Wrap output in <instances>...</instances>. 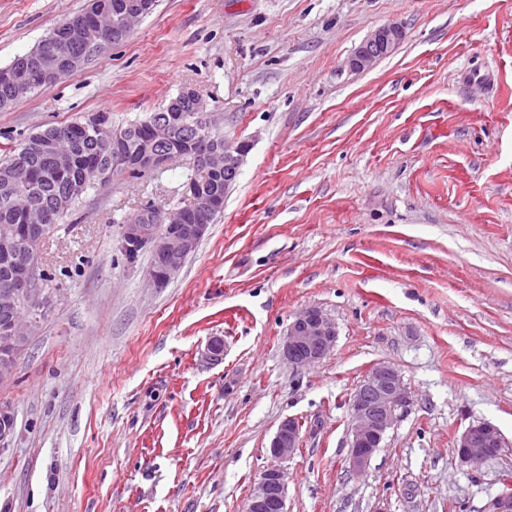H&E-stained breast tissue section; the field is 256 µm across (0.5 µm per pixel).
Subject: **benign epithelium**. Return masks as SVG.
<instances>
[{"label":"benign epithelium","mask_w":512,"mask_h":512,"mask_svg":"<svg viewBox=\"0 0 512 512\" xmlns=\"http://www.w3.org/2000/svg\"><path fill=\"white\" fill-rule=\"evenodd\" d=\"M155 0H134L112 11V37L132 28L151 13ZM65 38L79 46L81 53L70 54L58 48L39 50L34 53L28 67L42 85H55L62 74L82 66L86 56L103 48L105 30L94 21L68 18L57 26ZM402 30L394 24L377 28L353 52L349 66L363 70L374 61L390 54L399 44ZM0 86L19 90L23 87L22 72L14 66L0 68ZM190 105L196 112L203 111L199 93L192 87H184L171 100L167 112L156 117L148 125L150 140L161 142L167 132L180 127L185 118L181 112ZM83 132L101 143L109 152L112 165L128 167L131 161L148 170H154L168 160L171 153L145 144L136 154L129 149V135L109 126L95 116L79 123ZM28 149L51 153L54 159V175L69 191L75 189L71 180L73 162L70 152L59 147L56 140H37ZM184 149L194 154L205 179H192L184 186L188 203L181 209H166L155 224H127L124 227V246L133 249L143 241L149 242L156 262L146 271L148 280L155 286L167 283L182 268L209 227V217L224 209V192L208 187L206 176L224 174V187H229L239 173L242 157L249 144L222 147L210 144L199 132L190 135ZM48 227L40 223L33 212L25 213L24 224L14 236L0 238V262L4 273L0 277V379L14 373L17 356L26 346L29 331L13 318L17 303L27 298L39 306L43 288L39 267L29 263L27 255L37 249ZM335 323L318 307L311 306L298 313L289 324L283 340L282 351L289 363L307 367L325 359L336 343ZM411 404L398 370L384 362L376 363L368 371L354 393L350 411L352 417L349 471L365 470L382 441L404 415ZM14 432V415L7 407L0 406V453L7 450ZM300 444V431L295 419L288 417L278 426L270 444L271 461L261 472L257 485L250 495L245 512H288L286 509V472L283 463L295 454ZM503 446L500 430L490 422L468 426L456 439L458 457L464 464H477L494 457Z\"/></svg>","instance_id":"1"}]
</instances>
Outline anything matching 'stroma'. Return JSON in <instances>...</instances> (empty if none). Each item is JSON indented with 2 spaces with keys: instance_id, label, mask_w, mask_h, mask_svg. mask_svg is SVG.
I'll list each match as a JSON object with an SVG mask.
<instances>
[{
  "instance_id": "obj_1",
  "label": "stroma",
  "mask_w": 512,
  "mask_h": 512,
  "mask_svg": "<svg viewBox=\"0 0 512 512\" xmlns=\"http://www.w3.org/2000/svg\"><path fill=\"white\" fill-rule=\"evenodd\" d=\"M85 4L0 0V67ZM388 24L393 52L351 70ZM187 85L250 145L224 211L162 288L121 234L185 204L190 161L89 190L44 238L46 303L0 382V512H245L288 417V512H490L512 476V0H158L0 108V151L101 110L127 124ZM309 306L338 336L302 368L282 340ZM379 362L412 405L355 474L350 400ZM480 422L503 446L463 464L454 440Z\"/></svg>"
}]
</instances>
